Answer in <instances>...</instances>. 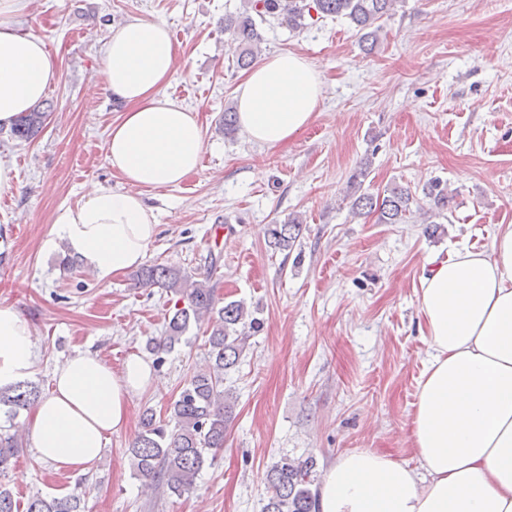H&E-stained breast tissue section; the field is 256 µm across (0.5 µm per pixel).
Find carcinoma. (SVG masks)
I'll return each mask as SVG.
<instances>
[{
    "label": "carcinoma",
    "instance_id": "1",
    "mask_svg": "<svg viewBox=\"0 0 512 512\" xmlns=\"http://www.w3.org/2000/svg\"><path fill=\"white\" fill-rule=\"evenodd\" d=\"M397 0H243L242 10L224 16V32L238 42L237 67L248 68L264 41L262 26L276 21L291 32L306 26L305 20L316 12L318 17H345L360 33V43L367 53L378 44V22L389 14ZM47 113L31 110L23 113L11 129V136L30 141L43 129ZM366 159L348 179V197L355 217H373L377 224H405L413 213L441 215L450 208L449 196L440 181L422 189L418 198L410 188L394 185L373 194L362 191L370 173ZM303 220L294 215L283 224L267 225V243L275 252H291L299 239ZM139 286H157L176 297L173 315L168 318L165 336L149 345L156 354L168 353L181 344L190 327L207 322L212 364L195 372L170 406V418L156 419L147 410L141 431L131 442L128 454L134 475L153 482L171 495L181 497L194 489L204 466L213 461L224 447V432L233 417L236 398L224 388V375L236 367L247 336L245 328L257 329L260 322L251 316L244 303H220L210 275L154 263L137 273ZM40 399V391L30 382L0 388V406L9 419L27 410ZM22 447L17 435L0 433V471L7 469ZM314 457L304 459L282 456L266 472L268 489L263 512H315L317 474ZM26 512H85L80 496H32Z\"/></svg>",
    "mask_w": 512,
    "mask_h": 512
}]
</instances>
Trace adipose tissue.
Here are the masks:
<instances>
[{
    "label": "adipose tissue",
    "mask_w": 512,
    "mask_h": 512,
    "mask_svg": "<svg viewBox=\"0 0 512 512\" xmlns=\"http://www.w3.org/2000/svg\"><path fill=\"white\" fill-rule=\"evenodd\" d=\"M26 0H0V127L56 83L55 58L14 23ZM176 46L167 23L133 18L111 26L103 47L104 87L124 109L106 139V159L125 183L89 188L60 209L44 245L65 244L106 283L140 266L158 233L143 189L180 185L201 163L197 112L164 92ZM323 94L320 72L294 51L259 60L237 89L238 124L250 141L275 148L310 125ZM427 359L410 419L417 467L360 450L324 470L317 512H512V224L489 250L464 247L435 262L418 291ZM38 338L14 306L0 303V387L28 379ZM151 362L129 357L113 370L80 352L57 366L26 423L36 456L85 473L112 433L130 423L134 395L156 387Z\"/></svg>",
    "instance_id": "adipose-tissue-1"
}]
</instances>
